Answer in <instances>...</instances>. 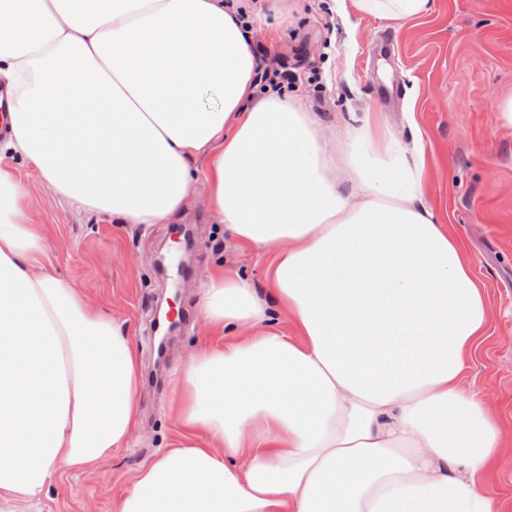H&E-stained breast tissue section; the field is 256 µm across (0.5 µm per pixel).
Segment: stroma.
<instances>
[{
	"label": "stroma",
	"instance_id": "1",
	"mask_svg": "<svg viewBox=\"0 0 512 512\" xmlns=\"http://www.w3.org/2000/svg\"><path fill=\"white\" fill-rule=\"evenodd\" d=\"M254 16L257 46L274 50L298 79L294 91L325 119L369 110L404 138L421 137L430 179L426 199L443 223L465 239L468 257L490 306L488 340L466 372L505 440L486 490L512 512V120L503 107L512 99V0H433L427 17L402 22L359 13L330 0H288L286 10L261 0ZM384 34L394 39L393 74L399 106L377 98L372 86L382 63L371 55ZM21 181L38 209L44 270L71 278L100 313L123 321L140 360L138 426L129 444L93 468L65 470L37 506L18 512H110L113 494L127 488L157 455L184 444L186 433L170 406L189 352L214 344L194 320L201 282L218 261L264 287L269 253L232 250L218 231L197 186L198 205L182 221L191 226L179 281L155 268L154 259L177 241L173 224L132 227L50 202L31 169ZM189 312L165 357H158L154 310Z\"/></svg>",
	"mask_w": 512,
	"mask_h": 512
}]
</instances>
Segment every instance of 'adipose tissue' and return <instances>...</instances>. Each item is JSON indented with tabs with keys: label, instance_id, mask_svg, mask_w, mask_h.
<instances>
[{
	"label": "adipose tissue",
	"instance_id": "adipose-tissue-1",
	"mask_svg": "<svg viewBox=\"0 0 512 512\" xmlns=\"http://www.w3.org/2000/svg\"><path fill=\"white\" fill-rule=\"evenodd\" d=\"M414 20L432 0H353ZM243 0H0V512L124 447L139 358L67 277L20 168L53 200L168 223L206 188L232 247L273 250L265 288L218 267L177 419L191 439L112 512H502V429L465 389L490 310L465 243L425 199L421 146L373 113L341 126L261 91Z\"/></svg>",
	"mask_w": 512,
	"mask_h": 512
}]
</instances>
